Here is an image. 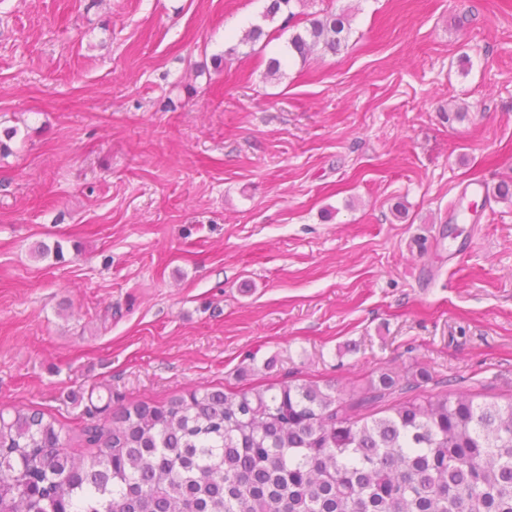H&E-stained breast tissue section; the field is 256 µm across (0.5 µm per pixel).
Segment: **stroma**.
<instances>
[{
	"label": "stroma",
	"mask_w": 512,
	"mask_h": 512,
	"mask_svg": "<svg viewBox=\"0 0 512 512\" xmlns=\"http://www.w3.org/2000/svg\"><path fill=\"white\" fill-rule=\"evenodd\" d=\"M266 4L0 0V412L72 455L207 388L512 395V0H293L350 16L304 60Z\"/></svg>",
	"instance_id": "1"
}]
</instances>
